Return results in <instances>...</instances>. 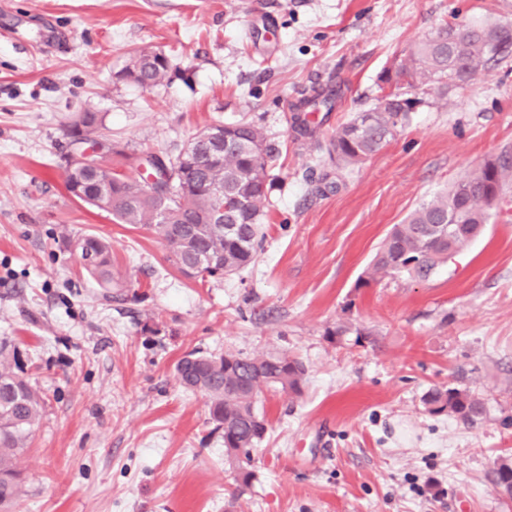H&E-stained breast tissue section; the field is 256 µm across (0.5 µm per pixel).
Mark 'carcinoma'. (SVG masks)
I'll return each instance as SVG.
<instances>
[{
    "mask_svg": "<svg viewBox=\"0 0 512 512\" xmlns=\"http://www.w3.org/2000/svg\"><path fill=\"white\" fill-rule=\"evenodd\" d=\"M512 49V27L494 24L447 25L412 48L397 68L387 72L390 91L374 105L355 113L336 127L329 153L344 168L377 154L406 124L410 112L422 103L412 91L429 87L442 93L470 84L492 63ZM171 69V60L141 49L122 73L126 80L153 86ZM332 90L311 88L293 104V129L314 136L311 117L334 111ZM84 133L67 130L69 145L88 154L91 165L65 169L67 191L76 199L112 215L120 224L155 232L165 242L180 270L195 269L194 278L232 277L247 268L261 246V219L270 206L268 185L275 160L263 128L253 123L224 125L235 149L215 153L203 146H186L175 155L151 154L145 164L157 177L149 184L124 172L135 153L118 142L112 155L100 156L102 119L84 112ZM512 181V154L504 152L461 178L447 190L420 203L401 224H395L380 242L368 268V279L408 275L428 278L471 239L464 235L448 242V224H485L487 198L500 196ZM83 269L106 287L112 286V249L97 236H84L75 244ZM175 376L186 389L209 400L210 418L224 429V451L238 463L239 477L249 484L251 453L266 433V418L259 410L265 392L274 389L299 395L305 382L301 362L286 354L243 356L191 351L175 366ZM45 405L44 396L29 380L16 373L10 356L0 348V512H10L19 499L23 477L19 457L27 451L34 427ZM424 405L431 415H453L474 422L485 412L483 400L457 388L428 392ZM494 485L512 496V460L502 458L493 469Z\"/></svg>",
    "mask_w": 512,
    "mask_h": 512,
    "instance_id": "carcinoma-1",
    "label": "carcinoma"
}]
</instances>
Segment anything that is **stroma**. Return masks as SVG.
Returning <instances> with one entry per match:
<instances>
[{
    "instance_id": "35a3bbf8",
    "label": "stroma",
    "mask_w": 512,
    "mask_h": 512,
    "mask_svg": "<svg viewBox=\"0 0 512 512\" xmlns=\"http://www.w3.org/2000/svg\"><path fill=\"white\" fill-rule=\"evenodd\" d=\"M475 21L512 26V0H0V346L46 401L15 512H512L491 476L512 458V183L429 278L359 283L392 225L512 150V55L426 94L363 164L327 151L412 46ZM145 48L174 63L148 88L119 77ZM313 87L338 101L302 137L292 105ZM86 110L138 153L262 127L279 157L254 262L186 279L155 233L72 197L64 129ZM86 235L112 244L113 291L80 266ZM194 349L306 367L301 395H264L248 486L175 377ZM448 387L483 417L429 414Z\"/></svg>"
}]
</instances>
